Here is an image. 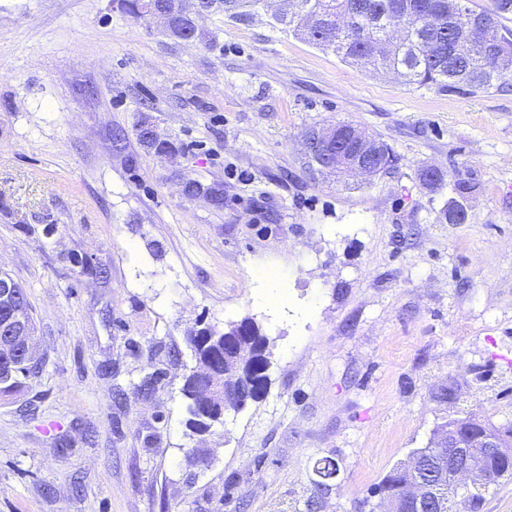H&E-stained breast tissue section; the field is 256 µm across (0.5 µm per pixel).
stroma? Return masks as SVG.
<instances>
[{"instance_id": "1", "label": "stroma", "mask_w": 512, "mask_h": 512, "mask_svg": "<svg viewBox=\"0 0 512 512\" xmlns=\"http://www.w3.org/2000/svg\"><path fill=\"white\" fill-rule=\"evenodd\" d=\"M199 26L175 41L113 0H0V274L43 359L0 397V512H308L316 494L320 512H382L374 485L439 424L512 422V82L407 84L265 12ZM338 123L396 168L313 170L305 131ZM459 180L474 189L451 224ZM247 317L267 390L192 434L186 336ZM470 190L471 187L465 182H456L453 184V196L448 199L445 210V217L448 219V223L462 224L467 220L468 215L465 201Z\"/></svg>"}]
</instances>
